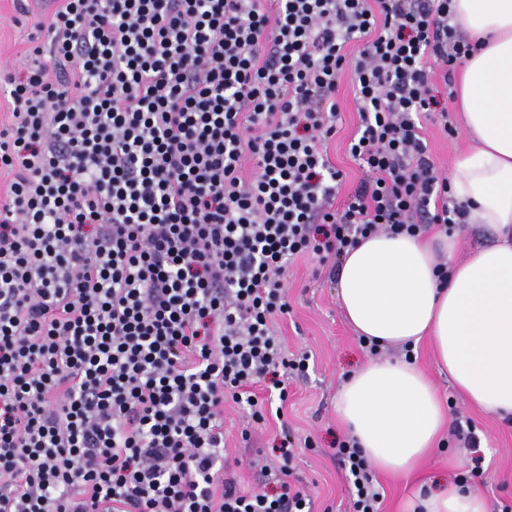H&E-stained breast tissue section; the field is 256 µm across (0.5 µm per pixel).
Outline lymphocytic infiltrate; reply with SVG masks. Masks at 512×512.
Returning <instances> with one entry per match:
<instances>
[{
    "mask_svg": "<svg viewBox=\"0 0 512 512\" xmlns=\"http://www.w3.org/2000/svg\"><path fill=\"white\" fill-rule=\"evenodd\" d=\"M54 2L0 79V512H308L289 437L244 460L271 492L223 476L224 403L250 439L309 369L276 332L295 258L465 217L420 133L428 61L472 49L452 0ZM345 86L348 192L322 149ZM337 455L380 512L355 439Z\"/></svg>",
    "mask_w": 512,
    "mask_h": 512,
    "instance_id": "1",
    "label": "lymphocytic infiltrate"
}]
</instances>
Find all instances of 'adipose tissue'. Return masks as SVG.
Wrapping results in <instances>:
<instances>
[{"label": "adipose tissue", "instance_id": "ef3b65f1", "mask_svg": "<svg viewBox=\"0 0 512 512\" xmlns=\"http://www.w3.org/2000/svg\"><path fill=\"white\" fill-rule=\"evenodd\" d=\"M451 7L477 47L458 80L469 144L448 190L466 204L465 223L482 225L492 241L461 259L453 235H372L341 258L336 294L358 335L384 347L428 341L473 405L512 418V0ZM336 412L370 464L391 474L412 472L448 421L429 378L389 359L350 375ZM414 503L422 512H488L479 494L452 483L417 492Z\"/></svg>", "mask_w": 512, "mask_h": 512}]
</instances>
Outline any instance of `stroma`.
Instances as JSON below:
<instances>
[{
  "label": "stroma",
  "instance_id": "35a3bbf8",
  "mask_svg": "<svg viewBox=\"0 0 512 512\" xmlns=\"http://www.w3.org/2000/svg\"><path fill=\"white\" fill-rule=\"evenodd\" d=\"M49 0H0V63L23 61L32 39L48 43L37 25L48 16ZM435 89L446 116H433L425 122L422 138L430 158L441 175H448L456 151L466 144L455 104L454 87L436 81ZM338 132L328 147L330 161L346 175V188L359 182L362 172L348 153L359 116L352 92L338 95ZM337 272L319 266L311 257L297 259L289 268L290 312L279 320L278 331L288 351H309L313 361L305 376L288 382V399L283 414L269 418L255 429L251 442H243L241 415L232 407L224 409V465L245 489H262L257 475L234 469L235 458L270 451L276 435L289 431L294 441L291 462L295 477L309 495L314 512H349L351 493L345 473L336 456L339 440L347 431L336 416V396L345 377L371 361L359 338L346 322L336 297ZM415 362L431 379L442 401L448 402L449 428L473 429L478 445L464 447L454 436H446L445 446L434 451L421 469L411 476L376 474L384 493L381 512H406L409 500L421 482H443L468 475L467 487L487 502L488 512L512 507V422L473 407L457 391L447 373L436 366L427 343L415 350ZM481 458L478 476H471L474 458Z\"/></svg>",
  "mask_w": 512,
  "mask_h": 512
}]
</instances>
